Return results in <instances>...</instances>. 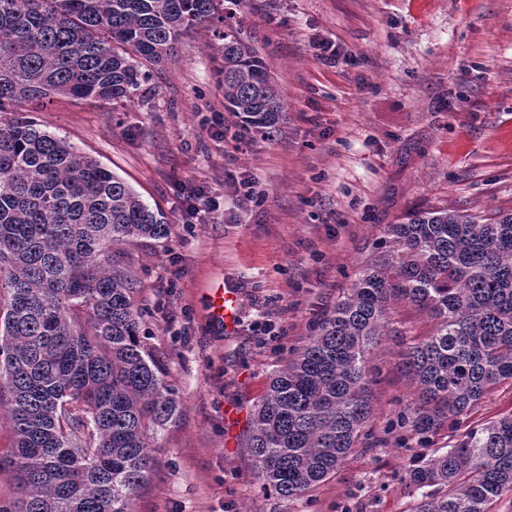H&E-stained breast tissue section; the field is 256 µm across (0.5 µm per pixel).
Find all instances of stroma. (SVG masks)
<instances>
[{"label":"stroma","mask_w":512,"mask_h":512,"mask_svg":"<svg viewBox=\"0 0 512 512\" xmlns=\"http://www.w3.org/2000/svg\"><path fill=\"white\" fill-rule=\"evenodd\" d=\"M232 10L286 101L276 138L243 132L225 110L211 26L155 70L145 104L54 96L33 114L170 226L116 249L146 311L143 342L181 400L150 434L155 466L136 510L412 512L409 465L512 414V383L427 445L385 437L414 396L401 355L433 326L407 302L393 304L400 333L377 351V439L325 483L295 500L263 493L248 422L272 370L378 258L388 225L426 209L512 210V0H234ZM317 39L338 47L337 63ZM191 185L223 209L184 220ZM227 285L242 298L231 330L208 311Z\"/></svg>","instance_id":"obj_1"}]
</instances>
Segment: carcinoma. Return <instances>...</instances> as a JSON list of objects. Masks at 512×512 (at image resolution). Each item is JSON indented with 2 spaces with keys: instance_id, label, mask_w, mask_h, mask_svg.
I'll list each match as a JSON object with an SVG mask.
<instances>
[{
  "instance_id": "cac0c4a2",
  "label": "carcinoma",
  "mask_w": 512,
  "mask_h": 512,
  "mask_svg": "<svg viewBox=\"0 0 512 512\" xmlns=\"http://www.w3.org/2000/svg\"><path fill=\"white\" fill-rule=\"evenodd\" d=\"M224 0H0V390L16 448V497L0 512H135L154 425L180 401L140 336L143 313L114 247L169 225L120 177L22 115L52 95L145 98L153 69L198 25H222L217 70L228 111L272 138L285 102ZM392 248L365 268L313 334L274 370L249 421L263 490L316 488L371 433L374 365L392 302L435 321L403 353L418 399L398 424L423 443L512 381V212L448 209L388 225ZM414 512H490L512 491V414L411 466Z\"/></svg>"
}]
</instances>
